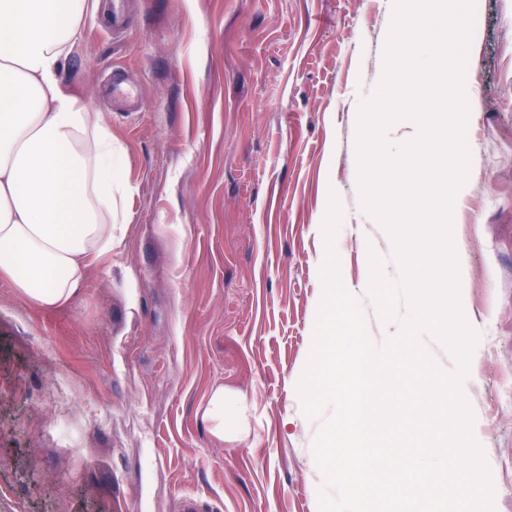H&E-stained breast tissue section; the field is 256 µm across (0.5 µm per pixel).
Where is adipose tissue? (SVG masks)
Returning <instances> with one entry per match:
<instances>
[{
	"label": "adipose tissue",
	"instance_id": "1",
	"mask_svg": "<svg viewBox=\"0 0 512 512\" xmlns=\"http://www.w3.org/2000/svg\"><path fill=\"white\" fill-rule=\"evenodd\" d=\"M100 0H0V280L51 310L118 245L112 188L124 175L112 126L63 77ZM251 402L214 387L202 418L245 441Z\"/></svg>",
	"mask_w": 512,
	"mask_h": 512
}]
</instances>
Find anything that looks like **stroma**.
<instances>
[{
    "instance_id": "stroma-1",
    "label": "stroma",
    "mask_w": 512,
    "mask_h": 512,
    "mask_svg": "<svg viewBox=\"0 0 512 512\" xmlns=\"http://www.w3.org/2000/svg\"><path fill=\"white\" fill-rule=\"evenodd\" d=\"M465 77L469 168L452 206L478 339L461 390L494 495L512 512V0H482ZM120 35L88 22L65 77L106 112L127 189L111 254L42 310L0 281V512H319L304 373L324 286L323 222L375 345L368 296L393 242L360 207L359 104L384 71L392 0H130ZM139 91L119 111L110 77ZM253 402L215 441V386Z\"/></svg>"
}]
</instances>
